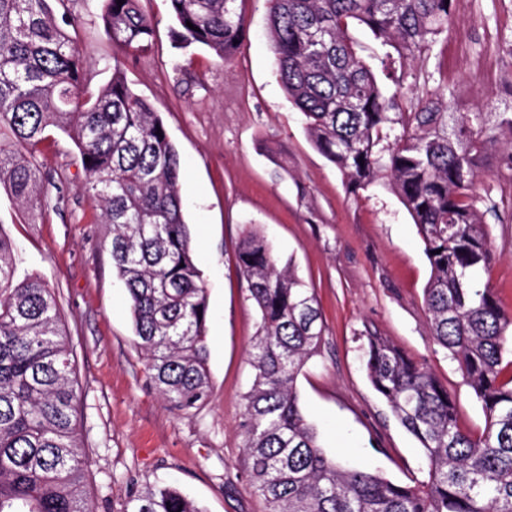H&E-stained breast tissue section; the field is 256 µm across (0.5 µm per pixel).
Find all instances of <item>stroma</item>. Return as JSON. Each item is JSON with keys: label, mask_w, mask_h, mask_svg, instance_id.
I'll list each match as a JSON object with an SVG mask.
<instances>
[{"label": "stroma", "mask_w": 512, "mask_h": 512, "mask_svg": "<svg viewBox=\"0 0 512 512\" xmlns=\"http://www.w3.org/2000/svg\"><path fill=\"white\" fill-rule=\"evenodd\" d=\"M141 5L155 23L154 44L129 61L126 74L159 112L180 157V194L209 304L210 399L203 407L172 409L149 379L128 294L112 267V227L83 191L71 141L58 131L45 141L37 209L0 187V232L21 256L16 276L47 283L73 347L77 429L88 457L84 497L94 512H122L131 488L168 484L204 512H266L244 473L240 431L258 314L236 253L250 231L271 242L318 299L321 350L304 366L297 391L326 455L408 482L425 458L366 379L365 328L436 373L463 428L485 423L456 363L431 337L423 304L430 265L411 216L387 184L349 193L314 148L275 72L264 0H243L240 47L225 61L176 45L165 0ZM99 6L70 4L78 18L73 37L97 86L111 79L114 52ZM349 36L380 83L393 88V73L382 66L390 46L362 26L350 27ZM412 69L445 88L451 109L512 112V0H454L446 38ZM498 155L488 151L476 192L493 250L487 280L512 313V171Z\"/></svg>", "instance_id": "35a3bbf8"}]
</instances>
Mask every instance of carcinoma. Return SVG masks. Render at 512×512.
Segmentation results:
<instances>
[{
    "mask_svg": "<svg viewBox=\"0 0 512 512\" xmlns=\"http://www.w3.org/2000/svg\"><path fill=\"white\" fill-rule=\"evenodd\" d=\"M70 0H0V185L38 205V156L57 129L77 148L85 192L112 225V266L129 296L151 382L176 409L210 397L208 301L184 218L180 159L154 107L128 84L127 56L144 55L154 24L141 0H102L112 78L92 76L67 28ZM181 47L220 60L244 26L238 0H166ZM274 66L311 143L347 189L387 180L416 224L431 274L423 291L434 342L457 362L485 426L464 429L434 372L377 330L363 334L366 376L419 443L426 468L409 482L327 458L296 381L320 349L315 293L247 233L237 251L259 322L245 396L247 477L269 512H512V315L478 274L493 252L475 192L479 162L503 143L512 169V112H450L443 89L388 93L348 31L366 26L400 59L428 56L448 33L445 0H265ZM193 27H188L187 23ZM20 255L0 232V512H92L76 433L71 349L56 299L39 278L15 279ZM123 512H201L174 487L128 496Z\"/></svg>",
    "mask_w": 512,
    "mask_h": 512,
    "instance_id": "cac0c4a2",
    "label": "carcinoma"
}]
</instances>
